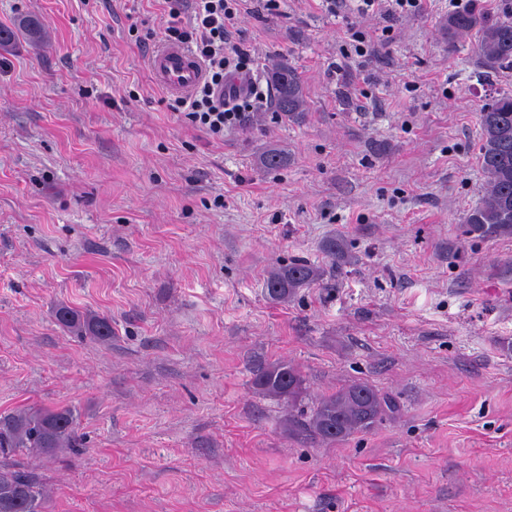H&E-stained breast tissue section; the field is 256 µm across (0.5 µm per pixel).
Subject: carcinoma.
I'll use <instances>...</instances> for the list:
<instances>
[{
  "label": "carcinoma",
  "instance_id": "cac0c4a2",
  "mask_svg": "<svg viewBox=\"0 0 512 512\" xmlns=\"http://www.w3.org/2000/svg\"><path fill=\"white\" fill-rule=\"evenodd\" d=\"M19 26L38 41L46 34L36 17ZM453 39L474 32L477 53L488 67L512 66V19L494 18L472 5L448 16L444 23ZM267 78L274 87L275 108L293 123H301L308 112L304 83L286 62L272 69ZM481 144L479 163L485 194L480 205L467 215V232L481 238L512 235V96L503 95L483 108L479 115ZM323 251L335 263L344 260L342 241L331 237ZM324 269L306 261L292 262L269 273L265 291L269 299L284 302L296 290L324 280ZM56 320L80 336L112 339V322L105 316L84 314L59 305ZM254 386L260 391L294 403L303 379L288 362L254 367ZM398 412L396 403L374 386L357 382L318 399L307 414L288 415V433L303 442H336L372 429L387 414ZM80 445L76 417L69 407L26 408L0 414V512H46L48 493L40 477L20 456L52 454Z\"/></svg>",
  "mask_w": 512,
  "mask_h": 512
}]
</instances>
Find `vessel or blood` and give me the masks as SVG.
I'll return each instance as SVG.
<instances>
[{
    "label": "vessel or blood",
    "instance_id": "obj_1",
    "mask_svg": "<svg viewBox=\"0 0 512 512\" xmlns=\"http://www.w3.org/2000/svg\"><path fill=\"white\" fill-rule=\"evenodd\" d=\"M149 67L155 80L176 95L188 94L203 76L197 56L182 45L161 46L151 55Z\"/></svg>",
    "mask_w": 512,
    "mask_h": 512
}]
</instances>
